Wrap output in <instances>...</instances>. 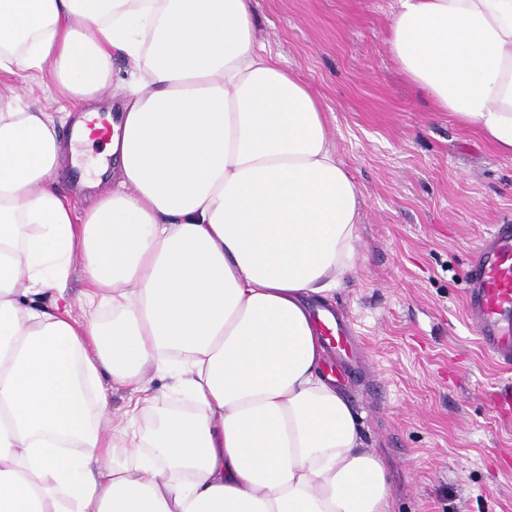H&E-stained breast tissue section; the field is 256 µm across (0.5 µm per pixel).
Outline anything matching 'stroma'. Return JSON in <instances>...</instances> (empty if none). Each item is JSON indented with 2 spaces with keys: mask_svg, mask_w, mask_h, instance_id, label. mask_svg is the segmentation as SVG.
<instances>
[{
  "mask_svg": "<svg viewBox=\"0 0 512 512\" xmlns=\"http://www.w3.org/2000/svg\"><path fill=\"white\" fill-rule=\"evenodd\" d=\"M259 45L323 104L363 206L353 277L331 301L368 348L342 394L384 463L394 512H512V419L494 393L512 367L482 348L463 275L491 225L512 220V156L434 111L387 35L396 0H252ZM65 113L50 67L0 74V94Z\"/></svg>",
  "mask_w": 512,
  "mask_h": 512,
  "instance_id": "stroma-1",
  "label": "stroma"
}]
</instances>
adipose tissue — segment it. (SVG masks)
<instances>
[{"label": "adipose tissue", "mask_w": 512, "mask_h": 512, "mask_svg": "<svg viewBox=\"0 0 512 512\" xmlns=\"http://www.w3.org/2000/svg\"><path fill=\"white\" fill-rule=\"evenodd\" d=\"M388 44L512 155V0H397ZM117 56L139 79L82 216L51 180L56 118L0 96V512H393L308 306L355 271L361 207L320 102L251 0H0V72L52 66L79 107ZM106 374L132 392L118 449Z\"/></svg>", "instance_id": "1"}]
</instances>
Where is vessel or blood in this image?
I'll list each match as a JSON object with an SVG mask.
<instances>
[{"label":"vessel or blood","mask_w":512,"mask_h":512,"mask_svg":"<svg viewBox=\"0 0 512 512\" xmlns=\"http://www.w3.org/2000/svg\"><path fill=\"white\" fill-rule=\"evenodd\" d=\"M113 119L97 112L69 132L71 140L107 137ZM464 303L469 324L483 349L500 364L512 366V224L492 225L480 239L464 277ZM313 319L332 355L330 370L346 376L355 370L362 344L349 336L332 312L315 309Z\"/></svg>","instance_id":"1"}]
</instances>
